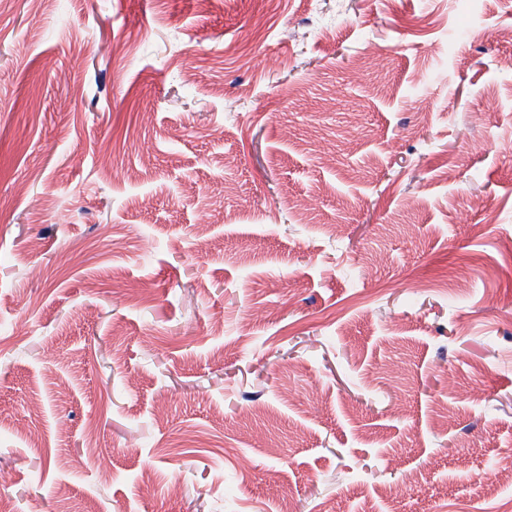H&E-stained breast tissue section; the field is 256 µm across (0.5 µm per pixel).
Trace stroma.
<instances>
[{
    "mask_svg": "<svg viewBox=\"0 0 512 512\" xmlns=\"http://www.w3.org/2000/svg\"><path fill=\"white\" fill-rule=\"evenodd\" d=\"M509 30L512 0H11L15 512H276L266 481L296 512H503L512 485L472 488L512 469Z\"/></svg>",
    "mask_w": 512,
    "mask_h": 512,
    "instance_id": "35a3bbf8",
    "label": "stroma"
}]
</instances>
